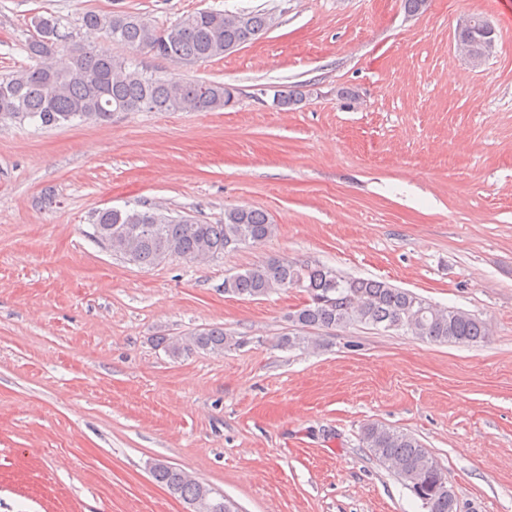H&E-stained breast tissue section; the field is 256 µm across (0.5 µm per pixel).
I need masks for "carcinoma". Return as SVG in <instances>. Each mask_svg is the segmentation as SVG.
<instances>
[{"label": "carcinoma", "instance_id": "cac0c4a2", "mask_svg": "<svg viewBox=\"0 0 512 512\" xmlns=\"http://www.w3.org/2000/svg\"><path fill=\"white\" fill-rule=\"evenodd\" d=\"M245 22L232 21L224 11H198L166 27L130 13L87 12L83 26L142 54L172 61L208 62L259 39L270 28L268 14L250 11ZM33 34L25 44L34 64L0 77V121L36 122L57 127L84 115L108 122L120 112H216L231 103L229 87L218 82L186 81L140 67L135 59L115 56L90 44H69L52 14L30 18ZM98 243L112 239V252L127 263L149 267L169 258L192 262L215 259L242 244L256 245L275 233L268 215L258 209H230L224 223L204 224L184 215H167L151 208L98 211L94 219ZM307 299L288 312L293 331L279 344L301 347L309 328L335 330L351 325L402 330L438 343L474 345L488 329L476 316L458 308H440L419 295L383 281L349 277L316 260L288 261L277 257L224 279V292L258 298L286 290L294 282ZM174 358L195 349L221 355L241 341L211 327L184 338L158 339ZM362 443L381 463L395 469L427 512H452L454 496L443 488L448 477L413 435L379 423L363 428ZM155 482L195 506L196 512H226L231 503L214 496L207 485L164 462L151 468Z\"/></svg>", "mask_w": 512, "mask_h": 512}]
</instances>
